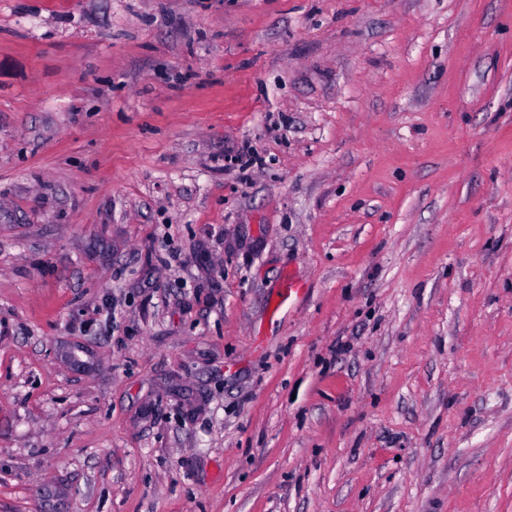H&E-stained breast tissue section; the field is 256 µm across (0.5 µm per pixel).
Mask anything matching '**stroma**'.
<instances>
[{"mask_svg": "<svg viewBox=\"0 0 512 512\" xmlns=\"http://www.w3.org/2000/svg\"><path fill=\"white\" fill-rule=\"evenodd\" d=\"M0 512H512V0H0Z\"/></svg>", "mask_w": 512, "mask_h": 512, "instance_id": "obj_1", "label": "stroma"}]
</instances>
